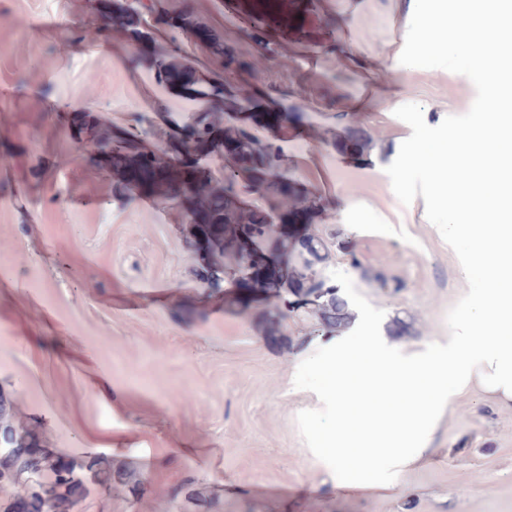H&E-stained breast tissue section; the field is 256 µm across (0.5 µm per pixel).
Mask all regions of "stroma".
I'll use <instances>...</instances> for the list:
<instances>
[{"label": "stroma", "mask_w": 512, "mask_h": 512, "mask_svg": "<svg viewBox=\"0 0 512 512\" xmlns=\"http://www.w3.org/2000/svg\"><path fill=\"white\" fill-rule=\"evenodd\" d=\"M414 4L231 0L246 25L239 58L256 65L274 49L301 53L287 90L252 79L237 87L254 103L244 113L220 91L224 47L199 0H187L186 16L156 18L150 0L136 16L121 0H41L19 46L0 48V81L12 87L0 118V197H14L12 233L34 258L0 279V394L33 447L69 458L99 452L145 478L133 495L87 484L79 512H195L174 496L188 476L209 512H512V409L478 388L451 399L428 462L399 473L393 489L341 486L316 454L321 436L350 428L322 398L337 339L353 353L364 337H384L394 362L432 356L447 350L446 314L468 289L423 198L402 205L385 173L411 134L398 106L421 105L436 126L475 98L463 75L400 65ZM57 22L74 25L70 47L49 35ZM99 24L106 51L87 37ZM117 52L124 67L113 65ZM155 70L163 87L140 82ZM91 71L94 103L84 100ZM35 92L51 116L32 108ZM192 95L195 109L175 111ZM130 112L145 115L151 132L113 151ZM269 112L281 113L279 126ZM25 126L42 131L51 166L30 164ZM203 127L230 148L260 135L237 194L209 185L210 156L195 141ZM66 144L84 148L81 167L66 165ZM159 144L174 155L192 147L180 176L128 182L124 170ZM89 175L94 204L75 207ZM189 180L251 214L261 232L216 242L204 229L211 210L196 207ZM60 191L70 204L52 209ZM266 195L283 203L275 233L263 227ZM143 211L153 223L135 225ZM318 237L329 246L324 274L354 313L336 334L293 315L303 298L298 255ZM244 252L253 266L227 280L221 268ZM49 253L57 266L39 263ZM148 284L161 293L142 297ZM396 316L410 336H390Z\"/></svg>", "instance_id": "obj_1"}]
</instances>
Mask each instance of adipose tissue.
<instances>
[{"label":"adipose tissue","instance_id":"1","mask_svg":"<svg viewBox=\"0 0 512 512\" xmlns=\"http://www.w3.org/2000/svg\"><path fill=\"white\" fill-rule=\"evenodd\" d=\"M478 248L496 272L477 313L460 323L446 351L394 363L378 354L371 336L358 356L337 349L327 391L337 419L347 420L354 405L371 410L378 392L400 398L387 410H371L357 434L329 439L322 458L339 477L390 483L429 451L435 415L470 384L512 407V225H481Z\"/></svg>","mask_w":512,"mask_h":512}]
</instances>
